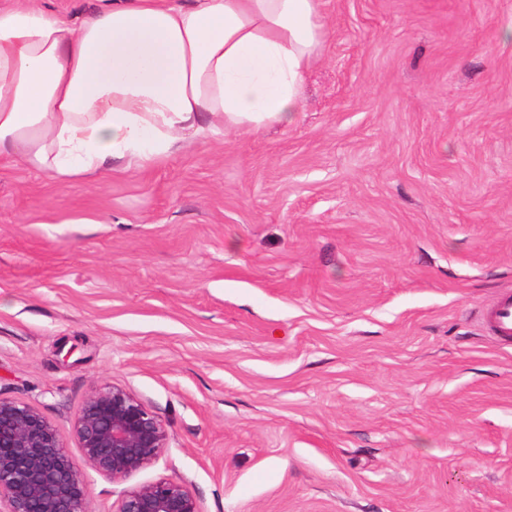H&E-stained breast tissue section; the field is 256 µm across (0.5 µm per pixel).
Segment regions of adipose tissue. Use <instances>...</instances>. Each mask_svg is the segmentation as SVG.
Wrapping results in <instances>:
<instances>
[{"label": "adipose tissue", "mask_w": 512, "mask_h": 512, "mask_svg": "<svg viewBox=\"0 0 512 512\" xmlns=\"http://www.w3.org/2000/svg\"><path fill=\"white\" fill-rule=\"evenodd\" d=\"M320 0H103L75 21L0 5V161L67 183L288 124Z\"/></svg>", "instance_id": "ef3b65f1"}]
</instances>
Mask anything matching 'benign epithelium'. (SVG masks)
Wrapping results in <instances>:
<instances>
[{
  "label": "benign epithelium",
  "instance_id": "1",
  "mask_svg": "<svg viewBox=\"0 0 512 512\" xmlns=\"http://www.w3.org/2000/svg\"><path fill=\"white\" fill-rule=\"evenodd\" d=\"M170 424L119 385L91 391L73 422L85 464L123 481L154 464ZM90 487L56 426L32 404L0 398V505L4 512H87ZM114 512H199L186 484L160 478L126 490Z\"/></svg>",
  "mask_w": 512,
  "mask_h": 512
}]
</instances>
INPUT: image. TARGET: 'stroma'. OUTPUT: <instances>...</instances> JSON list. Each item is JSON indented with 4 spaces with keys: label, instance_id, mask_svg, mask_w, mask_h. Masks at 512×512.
<instances>
[{
    "label": "stroma",
    "instance_id": "stroma-1",
    "mask_svg": "<svg viewBox=\"0 0 512 512\" xmlns=\"http://www.w3.org/2000/svg\"><path fill=\"white\" fill-rule=\"evenodd\" d=\"M292 123L60 183L0 163V397L117 384L200 512H512V0H321ZM71 357H64V350ZM485 322L489 331L495 336L505 340L512 338V294L504 295L487 312Z\"/></svg>",
    "mask_w": 512,
    "mask_h": 512
}]
</instances>
